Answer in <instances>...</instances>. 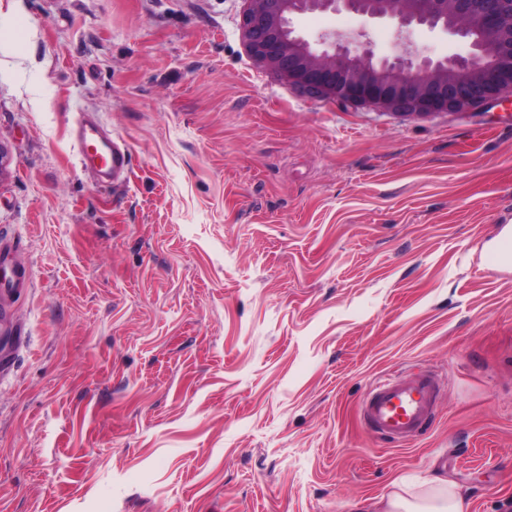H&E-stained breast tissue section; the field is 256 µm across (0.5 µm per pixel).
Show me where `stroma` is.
I'll use <instances>...</instances> for the list:
<instances>
[{
  "label": "stroma",
  "instance_id": "stroma-1",
  "mask_svg": "<svg viewBox=\"0 0 512 512\" xmlns=\"http://www.w3.org/2000/svg\"><path fill=\"white\" fill-rule=\"evenodd\" d=\"M244 0H0V512H361L432 475L512 512V102L407 117L244 50ZM310 42L392 20L293 17ZM418 58L463 38L410 29ZM92 113L127 145L80 166ZM442 384L396 447L360 402ZM71 134L79 163L85 168H96L102 183L110 184L117 176L128 171V148L112 140L97 123L79 118ZM495 249L487 254L485 264L488 266L512 268V238L511 234L504 232Z\"/></svg>",
  "mask_w": 512,
  "mask_h": 512
}]
</instances>
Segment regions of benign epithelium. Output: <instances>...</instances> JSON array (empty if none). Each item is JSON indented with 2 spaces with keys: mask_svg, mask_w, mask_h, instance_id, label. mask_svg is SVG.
I'll use <instances>...</instances> for the list:
<instances>
[{
  "mask_svg": "<svg viewBox=\"0 0 512 512\" xmlns=\"http://www.w3.org/2000/svg\"><path fill=\"white\" fill-rule=\"evenodd\" d=\"M247 54L303 92L402 115L463 112L512 97V0H245ZM346 10L471 38L473 52L418 59L401 36L391 60L374 61L359 35L324 33L322 49L295 34L290 16Z\"/></svg>",
  "mask_w": 512,
  "mask_h": 512,
  "instance_id": "7a95c632",
  "label": "benign epithelium"
}]
</instances>
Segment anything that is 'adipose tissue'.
<instances>
[{
	"mask_svg": "<svg viewBox=\"0 0 512 512\" xmlns=\"http://www.w3.org/2000/svg\"><path fill=\"white\" fill-rule=\"evenodd\" d=\"M419 493H394L377 512H465L466 504L457 483L442 476L426 478Z\"/></svg>",
	"mask_w": 512,
	"mask_h": 512,
	"instance_id": "1",
	"label": "adipose tissue"
}]
</instances>
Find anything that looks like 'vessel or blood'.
<instances>
[{"label": "vessel or blood", "instance_id": "vessel-or-blood-1", "mask_svg": "<svg viewBox=\"0 0 512 512\" xmlns=\"http://www.w3.org/2000/svg\"><path fill=\"white\" fill-rule=\"evenodd\" d=\"M71 134L81 166L96 168L102 183H111L128 171V148L112 140L97 123L77 120ZM485 263L512 268V235L502 234ZM439 396L440 381L434 374L418 372L387 377L370 386L361 403V414L374 436L396 446H406L432 428Z\"/></svg>", "mask_w": 512, "mask_h": 512}]
</instances>
